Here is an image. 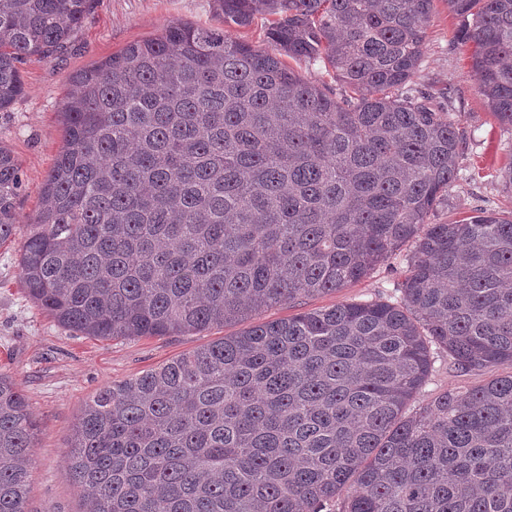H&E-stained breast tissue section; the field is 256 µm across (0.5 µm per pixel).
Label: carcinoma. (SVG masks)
Masks as SVG:
<instances>
[{"label": "carcinoma", "instance_id": "1", "mask_svg": "<svg viewBox=\"0 0 512 512\" xmlns=\"http://www.w3.org/2000/svg\"><path fill=\"white\" fill-rule=\"evenodd\" d=\"M434 0H215L267 48L173 20L79 71L20 248L27 297L99 339L182 336L337 291L410 243L399 301L253 325L109 384L65 471L86 512H512V375L411 403L433 350L512 362V213L430 215L463 134L407 87ZM512 132V0H445ZM92 0H0V111ZM330 67L336 98L286 60ZM21 167L0 146V244ZM38 425L0 374V512H28Z\"/></svg>", "mask_w": 512, "mask_h": 512}]
</instances>
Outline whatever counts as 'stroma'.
Instances as JSON below:
<instances>
[{
	"label": "stroma",
	"instance_id": "35a3bbf8",
	"mask_svg": "<svg viewBox=\"0 0 512 512\" xmlns=\"http://www.w3.org/2000/svg\"><path fill=\"white\" fill-rule=\"evenodd\" d=\"M223 30L226 38L259 46L260 25L224 24L214 0H93L81 29L64 54L30 58L22 66L25 92L0 112V143L18 158L23 181L20 233L36 214L43 184L63 141L61 104L73 76L127 44L159 33L169 21ZM456 16L444 0H434L425 52L411 86L447 112L466 138L458 160V179L447 205L431 220L462 219L473 209L512 210V191L500 175L512 165V134L501 132L479 91L471 68L472 48L457 43ZM18 244L0 246V373L16 380L40 423L33 454L29 512H80L79 490L64 470L73 430L86 402L103 386L121 383L172 359L242 331L228 324L184 336H151L108 340L83 336L56 323L24 294L19 283ZM410 245L346 288L284 303L256 314L259 322L350 302L400 297L398 285ZM512 374V363L485 370L461 371L447 355L434 358L433 371L419 398L427 400L449 389L468 390L496 375Z\"/></svg>",
	"mask_w": 512,
	"mask_h": 512
}]
</instances>
